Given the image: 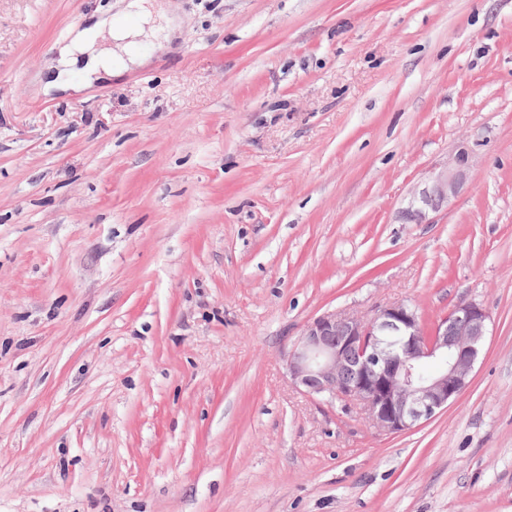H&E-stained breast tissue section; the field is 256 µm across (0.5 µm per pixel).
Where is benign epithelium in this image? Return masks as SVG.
<instances>
[{"mask_svg": "<svg viewBox=\"0 0 512 512\" xmlns=\"http://www.w3.org/2000/svg\"><path fill=\"white\" fill-rule=\"evenodd\" d=\"M470 155L457 153L429 170L408 209L415 224L463 189ZM490 316L475 301L454 307L431 331L405 302L369 316L327 312L302 329L283 362L292 383L309 396L355 402L380 433L409 431L430 420L465 390L488 333Z\"/></svg>", "mask_w": 512, "mask_h": 512, "instance_id": "obj_1", "label": "benign epithelium"}]
</instances>
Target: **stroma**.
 <instances>
[{
    "label": "stroma",
    "mask_w": 512,
    "mask_h": 512,
    "mask_svg": "<svg viewBox=\"0 0 512 512\" xmlns=\"http://www.w3.org/2000/svg\"><path fill=\"white\" fill-rule=\"evenodd\" d=\"M155 2L148 65L47 95L118 0H0V512H512V0ZM470 300L412 430L288 378L316 316ZM470 168V155L460 151L444 165L429 170L424 187L415 193L408 209L415 224H429V211L449 204L463 189Z\"/></svg>",
    "instance_id": "stroma-1"
}]
</instances>
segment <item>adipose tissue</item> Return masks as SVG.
Here are the masks:
<instances>
[{"instance_id": "ef3b65f1", "label": "adipose tissue", "mask_w": 512, "mask_h": 512, "mask_svg": "<svg viewBox=\"0 0 512 512\" xmlns=\"http://www.w3.org/2000/svg\"><path fill=\"white\" fill-rule=\"evenodd\" d=\"M150 19L146 0H125L116 17L93 16L86 28L58 46L57 57L50 65L52 74L44 84L45 92L74 90V83L65 76L69 67H79L84 83L89 85L112 78L129 67L147 65L149 59L139 52L138 46ZM106 39L110 40V47L98 48V41Z\"/></svg>"}]
</instances>
